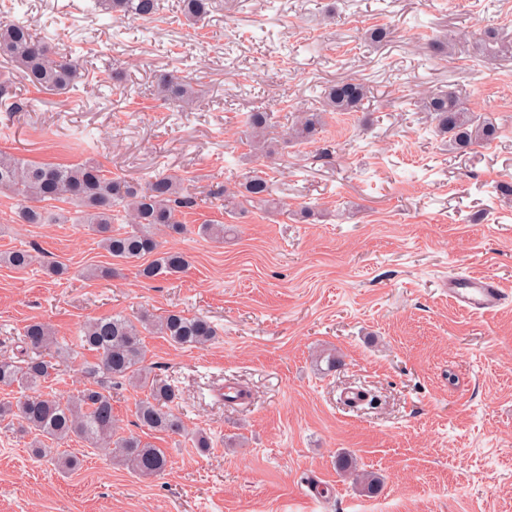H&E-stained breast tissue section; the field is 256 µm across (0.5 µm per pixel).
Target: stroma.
I'll use <instances>...</instances> for the list:
<instances>
[{
	"instance_id": "35a3bbf8",
	"label": "stroma",
	"mask_w": 512,
	"mask_h": 512,
	"mask_svg": "<svg viewBox=\"0 0 512 512\" xmlns=\"http://www.w3.org/2000/svg\"><path fill=\"white\" fill-rule=\"evenodd\" d=\"M163 5L148 28L114 24L94 0H0V22L31 21L86 72L55 95L0 60V150L92 158L141 182L162 171L194 199L187 233L162 238L189 270L146 282L135 264H113L73 205L51 204L66 223L25 224L0 192V252L36 257L0 265V358L18 355L33 320L64 344L90 318L143 310L218 330L204 349L144 337L188 430L151 435L169 458L163 474L139 477L77 439L58 450L79 461L64 474L0 425V512H361L342 453L382 477L393 512H512V297L473 314L444 288L453 274L512 287V57L481 50L491 34L512 42V0H214L194 26L180 0ZM381 26L389 36L371 41ZM436 37L448 53L425 55ZM173 72L192 83V110L159 98ZM346 78L366 86L359 109L331 113L314 141L286 142L288 120ZM440 90L494 138L460 151L439 135L416 103ZM254 110L272 114V158L249 153L242 119ZM257 169L282 209L225 210L216 189ZM204 224L231 231L218 241ZM111 265L117 276L86 279ZM228 386L249 399L225 402ZM350 388L367 401L348 406ZM199 430L208 452L193 446Z\"/></svg>"
}]
</instances>
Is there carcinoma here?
<instances>
[{
    "label": "carcinoma",
    "instance_id": "carcinoma-1",
    "mask_svg": "<svg viewBox=\"0 0 512 512\" xmlns=\"http://www.w3.org/2000/svg\"><path fill=\"white\" fill-rule=\"evenodd\" d=\"M161 0H95V6L117 20L132 16L152 20L160 14ZM209 0H183L181 13L195 24L208 13ZM0 58L18 66L39 92H65L82 79L78 61L59 56L44 41L33 35L30 25L0 23ZM159 93L164 99L188 106L195 92L179 76L163 78ZM365 98V88L354 80H341L328 86L324 109L303 112L287 126V139L307 143L325 124L329 112H349ZM425 109L432 113L437 131L447 135L456 146L468 148L479 141H489L495 129L474 124L468 110L452 92L433 93L425 99ZM251 131L249 146L254 153L265 150V132L270 114L246 113ZM9 191L29 203L22 212L27 224H44L64 219L42 210L37 203L66 201L82 209L84 223L102 233L101 247L121 263L142 259L138 276L153 280L161 275L184 272L188 261L184 254L162 248L159 236L168 232L182 234L186 225L179 219L181 209L193 205L185 194L182 179L158 174L140 185L113 177L96 162L77 165L32 164L0 151V191ZM261 204L279 209L274 184L267 175L256 172L234 193L224 191V206L234 208L239 202ZM114 224H127V230H114ZM35 256L26 248L0 253V264L23 269L33 264ZM165 337L178 346L203 348L217 336V329L203 316H186L170 311L158 318L143 312L132 319L123 314L98 317L84 323L77 346L93 353L96 361L84 368L93 384L63 400L41 391L42 383L57 374L60 360L69 347L62 345L44 322L32 321L20 337L17 360L0 359V386L17 385L23 394L14 402L0 403V423L22 435H31L35 452H50L45 441L54 443L78 438L92 448L115 452L134 473L151 477L162 474L167 465L166 452L141 436L118 432L112 410L111 391L125 385L146 391L136 406L137 427L152 434L181 436L186 432L183 420L174 413L179 399L178 387L151 375L145 366L143 332Z\"/></svg>",
    "mask_w": 512,
    "mask_h": 512
}]
</instances>
